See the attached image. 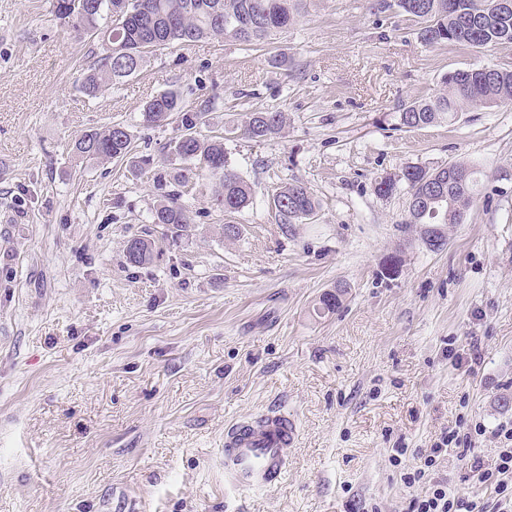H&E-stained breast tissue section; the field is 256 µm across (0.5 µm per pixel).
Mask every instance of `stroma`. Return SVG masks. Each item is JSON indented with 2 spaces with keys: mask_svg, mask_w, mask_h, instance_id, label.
Returning a JSON list of instances; mask_svg holds the SVG:
<instances>
[{
  "mask_svg": "<svg viewBox=\"0 0 512 512\" xmlns=\"http://www.w3.org/2000/svg\"><path fill=\"white\" fill-rule=\"evenodd\" d=\"M416 29L375 0H304L269 42L164 49L91 100L78 85L98 43L70 38L52 0H0V512H411L439 481L493 502L453 453L414 487L402 475L459 426L492 462L512 421L497 404L512 393V102L394 124L448 72L512 68V47H430ZM275 49L291 70L267 65ZM172 89L190 111L214 100L203 137L288 116L279 138L225 145L255 189L238 241L196 163L182 165L191 232L174 244L150 221L170 166L73 154L120 123L158 156L176 127L142 112ZM455 161L480 185L433 252L403 224L406 193L378 196L374 180ZM295 181L319 208L288 227L270 199ZM135 235L154 240L152 263L127 264ZM341 282V310L317 315ZM277 407L300 425L282 482L225 490V428Z\"/></svg>",
  "mask_w": 512,
  "mask_h": 512,
  "instance_id": "stroma-1",
  "label": "stroma"
}]
</instances>
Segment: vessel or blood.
<instances>
[{
    "mask_svg": "<svg viewBox=\"0 0 512 512\" xmlns=\"http://www.w3.org/2000/svg\"><path fill=\"white\" fill-rule=\"evenodd\" d=\"M297 437L295 420L279 409L230 426L224 434L226 487L239 492L274 488L287 469V449Z\"/></svg>",
    "mask_w": 512,
    "mask_h": 512,
    "instance_id": "vessel-or-blood-1",
    "label": "vessel or blood"
}]
</instances>
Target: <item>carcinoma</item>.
<instances>
[{
	"label": "carcinoma",
	"mask_w": 512,
	"mask_h": 512,
	"mask_svg": "<svg viewBox=\"0 0 512 512\" xmlns=\"http://www.w3.org/2000/svg\"><path fill=\"white\" fill-rule=\"evenodd\" d=\"M75 7L61 9L54 0L55 17L73 37L97 38L101 52L84 73L80 90L97 98L112 87L137 74L145 58L174 45H188L206 39L230 37L245 45L266 42L272 36L295 24L301 14L303 0H70ZM397 8L419 23L421 43L428 46L463 44L481 49L512 45V11L502 13L496 0H377L378 11ZM512 101V71L508 69H458L442 78V89L432 97L413 100L400 106L395 128H418L442 120H454L470 108L492 107ZM178 115V134L164 144L161 161H198L218 177L220 189L214 204L229 214L240 213L253 205L254 189L238 173L229 168L224 143L228 137L217 134L201 138L194 128L206 114L202 108L185 111L178 91L169 90L149 100L143 119L149 125H160ZM287 121L280 110L251 113L230 132L248 139L271 140L280 135ZM74 155L81 161L126 159L139 170L152 164V159L133 154V134L117 123L105 129H91L73 145ZM471 171L466 184L455 178L456 171ZM176 188L162 196L151 212V223L170 233L172 243L179 242L190 228V218L181 201V187L186 184L182 169H175ZM407 191L418 194L419 204L408 210L403 224L425 229L418 239L431 251L448 244L445 234L437 235L428 224H461L470 209L478 184V170L465 162H452L444 167L428 168L409 165L400 178L390 175L375 180L374 191L380 197L397 192L399 183ZM272 206L280 224H303L316 214L317 202L301 182L290 183L272 195ZM155 243L144 237L129 239L125 257L132 266L153 261ZM348 287L323 294L317 313H335L343 306Z\"/></svg>",
	"instance_id": "1"
}]
</instances>
